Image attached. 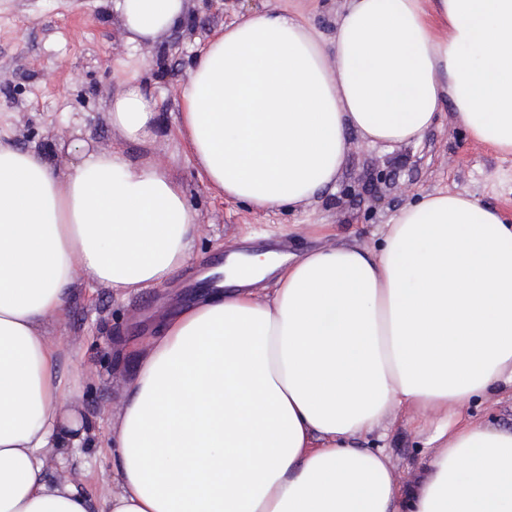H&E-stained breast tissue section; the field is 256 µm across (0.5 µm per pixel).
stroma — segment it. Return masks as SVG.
Wrapping results in <instances>:
<instances>
[{
	"instance_id": "1",
	"label": "stroma",
	"mask_w": 512,
	"mask_h": 512,
	"mask_svg": "<svg viewBox=\"0 0 512 512\" xmlns=\"http://www.w3.org/2000/svg\"><path fill=\"white\" fill-rule=\"evenodd\" d=\"M269 4L188 0L182 25L140 46L132 68L155 91L159 112L158 137L144 147L125 140L110 119L121 89L112 62L127 55L112 0H0V140L38 151L61 169L73 162L69 149L79 142L123 149L133 162L166 167L198 213L194 255L166 284L129 296L78 285L64 321L48 325L50 335L68 338L59 368L89 434L78 447L55 449L46 475L68 480L91 499L112 486V458L100 441L123 406L137 355L147 352L155 324L210 292L203 277L216 257L282 246L295 255L338 244L371 247L401 209L439 192L478 200L512 222V155L471 140L448 106L418 143L384 149L351 137L335 186L302 206L257 211L211 190L178 134L177 91L214 32ZM321 224L335 225V237L319 233ZM384 426L390 466L411 483L435 454L427 446L432 429L415 427L403 413Z\"/></svg>"
}]
</instances>
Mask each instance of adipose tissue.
Here are the masks:
<instances>
[{
    "label": "adipose tissue",
    "instance_id": "adipose-tissue-1",
    "mask_svg": "<svg viewBox=\"0 0 512 512\" xmlns=\"http://www.w3.org/2000/svg\"><path fill=\"white\" fill-rule=\"evenodd\" d=\"M112 9L134 49L180 24L185 0ZM130 68L112 64V125L149 145L156 102ZM178 95L205 183L262 211L334 185L350 136L418 142L448 103L471 139L512 154V0H347L327 38L299 11H252L213 34ZM73 152L62 173L0 142V512H512V429L465 410L512 388V224L442 192L371 249L237 258V292L149 336L102 441L100 509L49 480L51 450L83 438L49 321L80 281L163 285L197 225L165 167ZM402 410L433 424L438 448L412 485L360 444Z\"/></svg>",
    "mask_w": 512,
    "mask_h": 512
}]
</instances>
